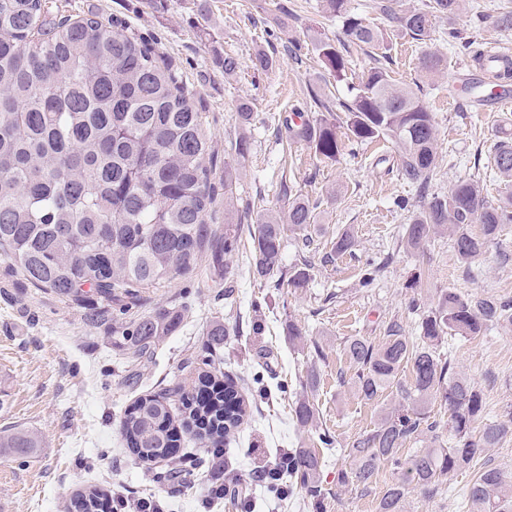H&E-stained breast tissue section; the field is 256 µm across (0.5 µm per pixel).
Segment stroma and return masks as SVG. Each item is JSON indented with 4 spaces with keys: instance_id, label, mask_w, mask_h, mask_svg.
<instances>
[{
    "instance_id": "obj_1",
    "label": "stroma",
    "mask_w": 512,
    "mask_h": 512,
    "mask_svg": "<svg viewBox=\"0 0 512 512\" xmlns=\"http://www.w3.org/2000/svg\"><path fill=\"white\" fill-rule=\"evenodd\" d=\"M483 14L464 11L450 20L458 40H438L449 60L439 87L429 86L420 68L422 49L400 35L390 41L388 67L394 78L418 88L436 117L437 167L432 188L444 193L464 179L479 181L488 201L512 193L493 171L502 117L508 110L468 105V83L482 79L469 66L463 42L488 48L512 45V30L497 26L502 6L512 0H475ZM96 15L121 24L152 41L178 67L183 82L202 107V130L220 163L211 176L217 197L206 217L216 239L224 237V220L236 222V242L214 268L211 244H204L191 270L169 283L144 290L129 308L89 306L62 300L31 286L14 287L7 263L0 259V429L36 434L38 448L24 455L0 448V512H68L73 494L101 490L136 502L158 498L164 512H376V504L401 470L382 466L367 489L337 492L348 448L361 433L375 429L401 397L384 392L373 401L354 387L356 368L344 354L348 340L381 341L384 327L398 320L407 335L434 306L436 295L452 290L463 296L493 295L512 300V224L501 225L497 238L480 257L463 261L450 237L428 240L409 252L400 243L404 224L421 200L415 187L392 168L394 146L385 140L345 143L338 161L323 162L307 145L288 140L284 120L294 104L322 90L328 100L347 95V82L373 66L377 51L353 47L346 82L335 81L318 57V39L336 40L338 19L324 15L319 0H50L48 21ZM265 50L276 60L269 72L254 71L251 57ZM238 61L225 76L219 60ZM249 100L253 117L250 148L238 156L234 113ZM243 165V176L224 185V165ZM288 182L314 208L310 244L289 234L284 265L313 257L314 269L303 288H272L251 268L252 219L256 212L287 207L280 192ZM350 230L359 240L354 254L331 262L337 234ZM387 266L365 285L370 264ZM173 317L175 326L129 382V350L117 336L131 319L156 311ZM228 330L224 350L212 363L214 374L237 384L247 404L244 423L223 450L228 478L224 496H207L214 470L210 453L189 433H181L182 456L202 459L195 484L171 494L127 447L120 421L133 403L172 391V413L182 415L184 393L192 391L203 370L207 330L214 318ZM305 333L301 346L288 340L287 325ZM456 369L475 384L485 402V417L508 431L490 453L492 463L512 471V330L489 326L468 340L443 345ZM315 371L314 392L323 428L333 438L321 446L314 431L297 425L293 403L308 371ZM315 448L322 459L319 495L295 488L275 497L254 479L279 453ZM474 469L443 481L430 494L412 491L405 512H461L460 503Z\"/></svg>"
}]
</instances>
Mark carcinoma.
<instances>
[{"mask_svg": "<svg viewBox=\"0 0 512 512\" xmlns=\"http://www.w3.org/2000/svg\"><path fill=\"white\" fill-rule=\"evenodd\" d=\"M467 0H428L426 8H401L396 0H377L384 26H372L354 12L351 0H321L322 12L342 23L345 41L319 44V57L336 81L346 79L351 46L379 49L397 31L424 45L422 69L431 78L448 72V57L433 48L438 20L451 19ZM47 0H0V255L21 283L84 303L138 299L140 292L187 273L204 244L205 217L215 202L210 175L217 158L202 133V111L172 63L143 37L112 29L97 17L60 20L40 43L30 35L45 24ZM300 119L287 126L292 142H304L321 161H334L342 138L367 143L376 139L396 148L397 172L415 186L423 205L402 229L401 244L415 250L432 235L452 236L460 258L479 256L497 238L500 225L512 223V200L493 204L474 180L458 182L448 193L429 192L437 166L436 121L418 93L396 82L376 62L336 111L315 119L291 108ZM341 112L344 117L335 115ZM497 173L512 181V142H499ZM288 209L260 212L253 231L254 274L272 285L303 288L312 262L282 265L287 232L314 222L308 200L284 185ZM482 225L474 236L465 226ZM355 236L336 237L326 258L350 254ZM512 325V301L463 297L451 290L437 294L420 322V335L408 336L401 323H387L382 342L353 338L344 353L356 365L355 385L372 401L398 386L403 403L374 430L351 444V466L338 487H368L384 464L404 471L390 485L377 512H401L410 490L433 492L441 479L469 469L475 458L499 444L506 427L482 423L481 392L458 374L441 353L445 338H476L489 325ZM173 319L165 312L146 315L124 328L120 339L141 357L169 335ZM227 330L217 321L207 332L208 348L224 346ZM411 368V383L399 375ZM316 375L309 372L294 414L304 428L318 425L313 398ZM197 401L184 398L180 426L196 432L221 460L224 439L243 421L246 405L232 379L210 372L198 377ZM448 406V447L428 421L432 401ZM121 432L136 459L150 465L176 447L178 431L168 394L140 398L121 421ZM428 446L407 459L399 450L413 436ZM39 447L33 433H4L0 448L24 452ZM320 456L313 448L288 455L279 480L289 487L317 491ZM192 475L183 461L172 463L156 481L182 485ZM99 492L78 493L69 512H95ZM466 512H512V471L487 462L469 485Z\"/></svg>", "mask_w": 512, "mask_h": 512, "instance_id": "carcinoma-1", "label": "carcinoma"}]
</instances>
